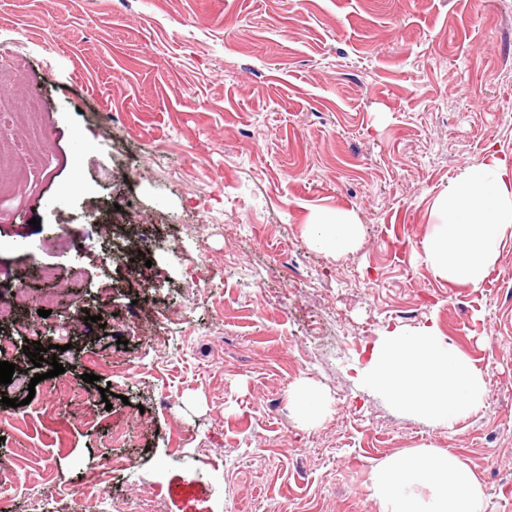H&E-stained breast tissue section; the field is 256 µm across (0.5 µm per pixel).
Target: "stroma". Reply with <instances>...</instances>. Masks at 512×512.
<instances>
[{"mask_svg":"<svg viewBox=\"0 0 512 512\" xmlns=\"http://www.w3.org/2000/svg\"><path fill=\"white\" fill-rule=\"evenodd\" d=\"M1 98L38 101L40 138L0 142L43 162L0 169V300L39 260L63 289L26 325L102 322L44 352L57 393L0 384V512H378L372 466L413 448L512 512V242L476 290L418 257L462 171L512 160V0H0ZM337 208L362 239L330 257L306 227ZM91 212L141 224L142 261ZM430 326L498 385L449 429L357 377ZM296 421L304 426L314 425L327 410L323 395L307 385L295 387L290 394Z\"/></svg>","mask_w":512,"mask_h":512,"instance_id":"1","label":"stroma"}]
</instances>
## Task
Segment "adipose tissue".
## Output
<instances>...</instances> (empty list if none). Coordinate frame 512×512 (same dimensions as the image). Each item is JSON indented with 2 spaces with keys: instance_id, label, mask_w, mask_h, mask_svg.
Listing matches in <instances>:
<instances>
[{
  "instance_id": "adipose-tissue-1",
  "label": "adipose tissue",
  "mask_w": 512,
  "mask_h": 512,
  "mask_svg": "<svg viewBox=\"0 0 512 512\" xmlns=\"http://www.w3.org/2000/svg\"><path fill=\"white\" fill-rule=\"evenodd\" d=\"M444 223L423 241L424 262L451 282L480 288L512 237V161L489 154L469 168L441 204ZM314 247L330 256L351 250L361 227L345 212L307 228ZM364 385L402 412L452 427L487 394L474 364L434 328L387 333L371 350ZM371 496L379 512H486L475 472L452 450L416 449L376 463Z\"/></svg>"
}]
</instances>
